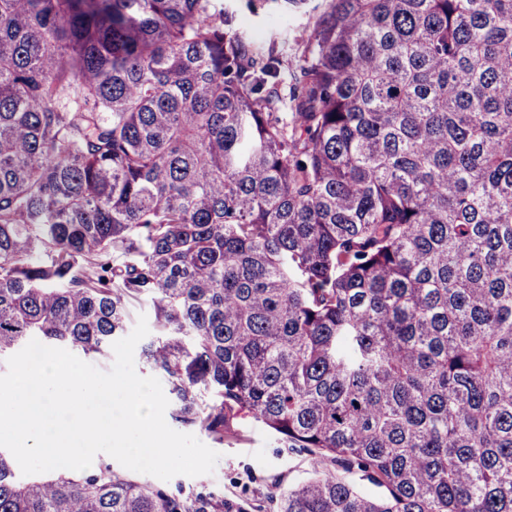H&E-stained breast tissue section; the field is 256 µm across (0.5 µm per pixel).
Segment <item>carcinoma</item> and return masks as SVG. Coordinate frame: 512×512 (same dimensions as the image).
<instances>
[{"label": "carcinoma", "instance_id": "carcinoma-1", "mask_svg": "<svg viewBox=\"0 0 512 512\" xmlns=\"http://www.w3.org/2000/svg\"><path fill=\"white\" fill-rule=\"evenodd\" d=\"M0 0V357L133 309L172 420L317 465L276 512H512V0ZM107 463L0 512H252ZM224 6L238 12L249 31L257 39H266L273 31L272 20L278 13L271 0H253L254 8L247 6L248 0H223ZM309 5L299 10L296 13H293L289 17V25H288V77L289 72L294 67L295 59L294 53L296 48V43L301 42L302 39L307 38L309 35L314 22L319 14V10H313V7L321 3V0H308Z\"/></svg>", "mask_w": 512, "mask_h": 512}]
</instances>
